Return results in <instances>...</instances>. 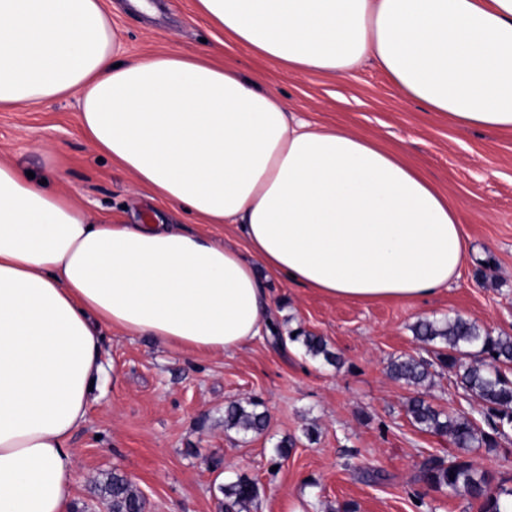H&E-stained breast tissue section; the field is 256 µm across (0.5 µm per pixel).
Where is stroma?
<instances>
[{
  "instance_id": "35a3bbf8",
  "label": "stroma",
  "mask_w": 512,
  "mask_h": 512,
  "mask_svg": "<svg viewBox=\"0 0 512 512\" xmlns=\"http://www.w3.org/2000/svg\"><path fill=\"white\" fill-rule=\"evenodd\" d=\"M132 56L214 43L196 0H157L149 17L127 0H105ZM224 63L283 96L320 127L340 125L401 151L448 197L468 243L459 277L416 302L362 304L324 298L269 277L275 336L231 356L165 348L148 337L104 340L108 376L71 446L76 456L73 512H107L97 491L112 472L127 476L145 512H219L222 484L246 476L260 495L248 512H480L478 502L428 488L418 479L429 455L448 456L447 438L417 429L405 404L412 387L387 373L391 359L430 357L413 327L456 315L492 334L512 335V132L458 129L405 99L371 63L352 75L297 76L247 49L224 48ZM10 161L94 214L142 223L164 212L168 223L236 242L233 225H194L180 209L160 207L131 174L100 157L80 131L78 99L0 111V162ZM299 329L323 337L340 365L306 355L291 341ZM424 393L444 411L476 415L479 404L454 373L432 377ZM260 400L268 428L244 435L224 427V406ZM289 441L287 457L277 447ZM469 460L493 482L512 487V429L499 448L472 449ZM373 466L379 482L362 470Z\"/></svg>"
}]
</instances>
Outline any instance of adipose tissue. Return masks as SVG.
Listing matches in <instances>:
<instances>
[{
  "mask_svg": "<svg viewBox=\"0 0 512 512\" xmlns=\"http://www.w3.org/2000/svg\"><path fill=\"white\" fill-rule=\"evenodd\" d=\"M208 51L121 56L103 0H0V108L75 94L92 147L199 224L94 216L0 163V512H70V446L106 333L224 355L265 331L264 274L338 300L414 302L467 245L447 195L396 150L295 118L213 62L225 42L292 73L364 61L464 128L512 131V0H196Z\"/></svg>",
  "mask_w": 512,
  "mask_h": 512,
  "instance_id": "obj_1",
  "label": "adipose tissue"
}]
</instances>
